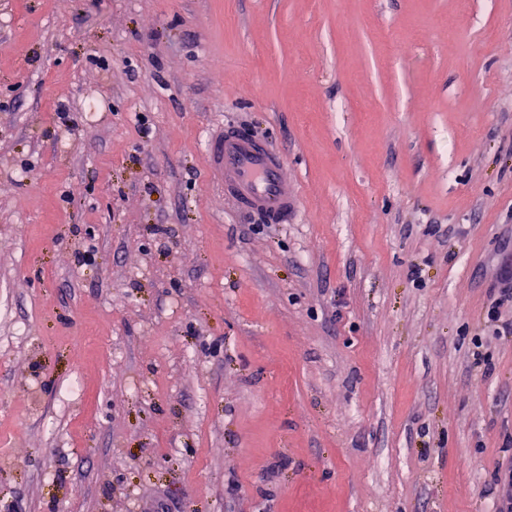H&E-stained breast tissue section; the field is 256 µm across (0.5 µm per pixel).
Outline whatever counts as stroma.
<instances>
[{
    "mask_svg": "<svg viewBox=\"0 0 512 512\" xmlns=\"http://www.w3.org/2000/svg\"><path fill=\"white\" fill-rule=\"evenodd\" d=\"M508 263L512 0H0V512H493ZM213 158L224 170L225 197L271 224L288 222L299 197L285 178L283 157L274 148L229 127Z\"/></svg>",
    "mask_w": 512,
    "mask_h": 512,
    "instance_id": "stroma-1",
    "label": "stroma"
}]
</instances>
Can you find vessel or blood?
I'll return each mask as SVG.
<instances>
[{"mask_svg":"<svg viewBox=\"0 0 512 512\" xmlns=\"http://www.w3.org/2000/svg\"><path fill=\"white\" fill-rule=\"evenodd\" d=\"M224 170V195L265 221L282 224L299 197L284 175V159L270 145L239 128H226L214 154Z\"/></svg>","mask_w":512,"mask_h":512,"instance_id":"vessel-or-blood-1","label":"vessel or blood"}]
</instances>
